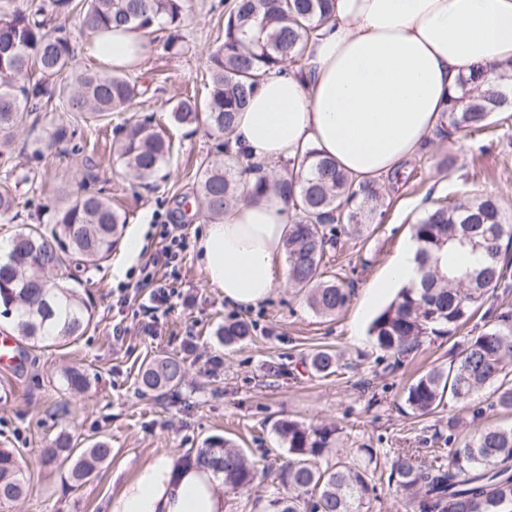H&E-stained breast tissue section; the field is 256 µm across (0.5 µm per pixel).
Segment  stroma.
Wrapping results in <instances>:
<instances>
[{
  "instance_id": "1",
  "label": "stroma",
  "mask_w": 512,
  "mask_h": 512,
  "mask_svg": "<svg viewBox=\"0 0 512 512\" xmlns=\"http://www.w3.org/2000/svg\"><path fill=\"white\" fill-rule=\"evenodd\" d=\"M224 30L222 0H191L181 34L180 54L151 43L133 72L144 95L142 106L156 123L166 126L175 151L155 181L132 187L112 155L111 126L98 125L71 112L46 113L43 125L74 129L71 140L43 155L0 157V183L6 172L17 180L18 215L0 222V241L12 239L22 225L49 223L62 191L86 187L104 190L125 212V231H147L156 217L183 225L188 238L180 295L159 335L144 331L142 303L146 288L131 285L125 306H116L112 287L124 279L132 262L125 243H118L108 261L81 274L83 295L93 304L94 320L84 336L46 347L19 339L25 354L21 367L0 369V448L17 449L25 465L26 497L0 507V512H107L124 484L157 458L179 459L208 438L234 440L248 459L286 458L276 432L279 419L338 428L337 449L344 456H362L370 448L385 457L396 448H430L447 437L448 420L459 416L468 430L483 423H512V413L486 412L473 420L470 405L444 404L420 417L405 404V393L417 376L447 365L469 336L486 323L474 317L451 336L424 337L418 350L400 358L378 349L368 334L371 320L391 301L372 299V287L386 265L407 246L410 228L427 202L461 192L497 198L512 218V117H495L478 134L455 133L433 138L404 162L399 175L384 180L385 216L368 234L340 237L328 248L327 270L349 285L351 298L332 316L314 312L304 292L280 282L270 297L249 308L225 304L211 286L196 250L203 230L183 204L198 190L201 163L218 159L217 142L204 130L170 125L164 108L185 94L205 100L209 94L206 62ZM451 154L453 168L440 160ZM230 317L251 321L250 337L226 346L214 331ZM126 328L122 340L113 326ZM341 354V366L328 376L309 366L315 350ZM184 358L186 375L177 394L167 398L141 395L135 384L142 363L162 355ZM88 370L90 386L81 395L62 389V371ZM67 431L79 445L98 438L113 448L105 462L79 489L64 475L41 464L43 448Z\"/></svg>"
}]
</instances>
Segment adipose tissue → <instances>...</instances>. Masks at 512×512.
<instances>
[{"label":"adipose tissue","instance_id":"adipose-tissue-1","mask_svg":"<svg viewBox=\"0 0 512 512\" xmlns=\"http://www.w3.org/2000/svg\"><path fill=\"white\" fill-rule=\"evenodd\" d=\"M112 45V65H137L145 33L95 32L86 53ZM304 70L271 72L234 126L246 160L271 168L313 149L355 180L390 176L439 127L459 78L512 60V0H336L335 19L307 47ZM290 222L270 194L235 204L207 225L198 248L208 281L233 306L265 301L285 279ZM416 245L389 262L375 295L417 282ZM107 512H224L220 477L158 458L126 484Z\"/></svg>","mask_w":512,"mask_h":512}]
</instances>
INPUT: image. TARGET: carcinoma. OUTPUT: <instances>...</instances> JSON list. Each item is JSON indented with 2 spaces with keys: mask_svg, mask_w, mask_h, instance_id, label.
I'll return each mask as SVG.
<instances>
[{
  "mask_svg": "<svg viewBox=\"0 0 512 512\" xmlns=\"http://www.w3.org/2000/svg\"><path fill=\"white\" fill-rule=\"evenodd\" d=\"M190 0H39L27 10L0 0V139L8 144L15 129L28 123L22 149L41 154L57 141L75 134L65 126L47 133L41 112L59 108L95 122H111L112 114L129 116L113 128V153L134 182L147 186L171 156V141L152 117L131 112L143 91L126 71L72 70L75 56L62 27L49 29L45 16L77 15L83 27L111 31L131 25L147 33L168 31L164 49L180 51L179 30ZM335 12V0H230L224 10V39L209 55L211 92L203 104L186 97L170 108L173 123L204 126L224 138V160L209 162L200 171L196 209L211 223L224 216L240 197V185L256 175L251 195L270 192L284 198L295 213L286 238L288 280L308 293L311 308L333 315L349 299L343 281L328 274L327 246L335 244L327 231L346 226L361 237L368 231L382 197L376 180L355 182L336 161L310 150L282 175L270 179L261 167L244 165L233 150L230 134L240 112L271 71L286 64L302 70L308 42ZM508 73L507 84H485V70L460 78L459 92L449 97L439 133L479 132L496 114L512 112V61L498 65ZM18 207L9 186L0 188V221L7 224ZM126 217L102 192L68 196L54 210L51 226L27 224L14 236L6 257H0V308L14 316L18 334L52 344L76 340L91 326L90 301L58 277L62 270L97 267L118 244ZM411 236L417 244L419 282L403 287L372 320L369 335L381 350L404 355L424 336L451 334L481 307L490 289L506 277L503 244L512 246V224L489 196L463 195L453 202L426 207ZM475 252L479 264L462 269L457 255ZM251 335L243 318H231L216 330L230 346ZM337 354L317 351L310 367L332 374ZM512 312L470 337L448 367L435 368L409 386L406 405L420 416L431 414L444 399L467 402L485 388L493 401L475 408L483 415L498 407L512 411ZM185 376L177 356L148 362L137 373L138 390L162 397L173 394ZM64 390L83 392L88 378L79 367L62 376ZM286 445L282 464L258 469L242 451L221 437L190 449L176 461L184 468L221 475L224 493H235L275 476L270 512H361L374 491L376 461L339 459L322 469L318 460L329 454L337 429L311 427L283 419L275 425ZM112 458L104 438L78 448L68 434L58 435L43 463L67 472L70 487L85 484L96 469ZM388 481L407 499L412 512H512V424H487L448 449V464L419 459L411 448H399ZM22 460L13 448H0V506L25 494Z\"/></svg>",
  "mask_w": 512,
  "mask_h": 512,
  "instance_id": "carcinoma-1",
  "label": "carcinoma"
}]
</instances>
